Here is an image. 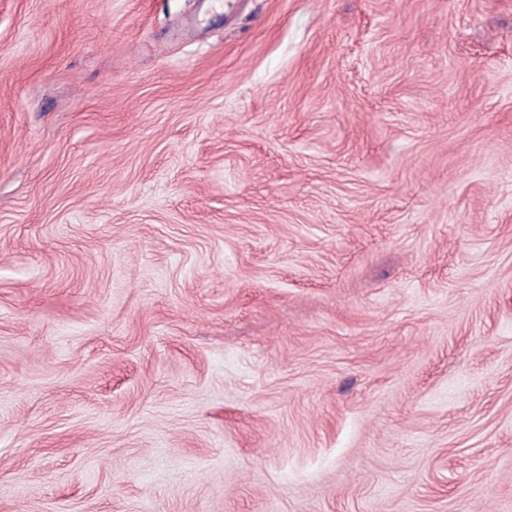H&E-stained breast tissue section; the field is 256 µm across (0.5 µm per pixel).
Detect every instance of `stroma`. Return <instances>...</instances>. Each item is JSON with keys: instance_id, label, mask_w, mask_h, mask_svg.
<instances>
[{"instance_id": "1", "label": "stroma", "mask_w": 512, "mask_h": 512, "mask_svg": "<svg viewBox=\"0 0 512 512\" xmlns=\"http://www.w3.org/2000/svg\"><path fill=\"white\" fill-rule=\"evenodd\" d=\"M0 512H512V0H0Z\"/></svg>"}]
</instances>
